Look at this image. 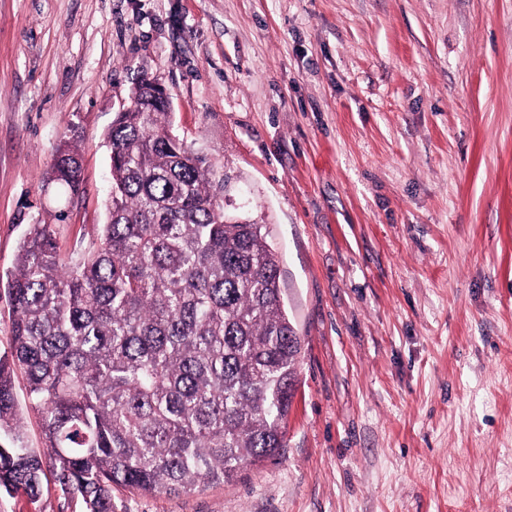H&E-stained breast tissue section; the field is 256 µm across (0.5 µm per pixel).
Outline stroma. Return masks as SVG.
I'll return each mask as SVG.
<instances>
[{
	"mask_svg": "<svg viewBox=\"0 0 512 512\" xmlns=\"http://www.w3.org/2000/svg\"><path fill=\"white\" fill-rule=\"evenodd\" d=\"M143 71L250 190L302 349L279 455L112 512H512V0H0V275L31 224L95 248ZM48 180L68 188L73 194L78 191L81 184V160L76 146L65 143L58 149Z\"/></svg>",
	"mask_w": 512,
	"mask_h": 512,
	"instance_id": "stroma-1",
	"label": "stroma"
}]
</instances>
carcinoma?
Here are the masks:
<instances>
[{"label":"carcinoma","instance_id":"carcinoma-1","mask_svg":"<svg viewBox=\"0 0 512 512\" xmlns=\"http://www.w3.org/2000/svg\"><path fill=\"white\" fill-rule=\"evenodd\" d=\"M153 81L140 76L108 131L112 188L96 248L67 260L52 225L30 224L6 274L0 491H42V458L18 422L17 369L54 480L84 512H112L114 486L226 483L284 447L301 340L278 255L263 225L225 209ZM48 180L78 191L76 146L58 149Z\"/></svg>","mask_w":512,"mask_h":512}]
</instances>
